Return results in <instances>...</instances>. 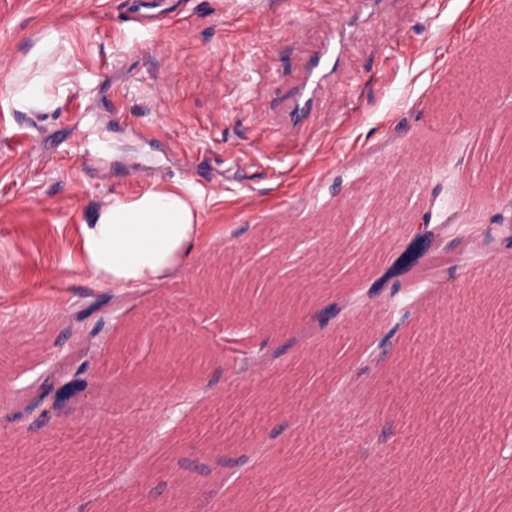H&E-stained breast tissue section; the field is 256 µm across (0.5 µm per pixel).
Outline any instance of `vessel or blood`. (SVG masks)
Listing matches in <instances>:
<instances>
[{"label":"vessel or blood","mask_w":512,"mask_h":512,"mask_svg":"<svg viewBox=\"0 0 512 512\" xmlns=\"http://www.w3.org/2000/svg\"><path fill=\"white\" fill-rule=\"evenodd\" d=\"M387 3L388 0H359L355 14L332 19L325 24L320 40L302 58L300 80L283 96L280 112L271 118V126L277 136H296L317 119L323 90L341 82L349 45L359 39L373 17L383 11ZM131 20L151 30L181 23L182 12L166 7L146 12L136 5L132 8Z\"/></svg>","instance_id":"obj_1"}]
</instances>
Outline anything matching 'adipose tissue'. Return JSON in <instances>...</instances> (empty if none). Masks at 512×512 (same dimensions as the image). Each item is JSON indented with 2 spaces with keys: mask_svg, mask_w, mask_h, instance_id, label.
Returning <instances> with one entry per match:
<instances>
[{
  "mask_svg": "<svg viewBox=\"0 0 512 512\" xmlns=\"http://www.w3.org/2000/svg\"><path fill=\"white\" fill-rule=\"evenodd\" d=\"M61 35L48 32L34 57L39 66L27 83L11 85L9 100L21 112L48 110L51 92L69 67ZM201 201L190 183L153 185L101 205L79 229L85 274L95 284L134 290L183 272L203 249Z\"/></svg>",
  "mask_w": 512,
  "mask_h": 512,
  "instance_id": "ef3b65f1",
  "label": "adipose tissue"
}]
</instances>
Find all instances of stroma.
Returning a JSON list of instances; mask_svg holds the SVG:
<instances>
[{
  "mask_svg": "<svg viewBox=\"0 0 512 512\" xmlns=\"http://www.w3.org/2000/svg\"><path fill=\"white\" fill-rule=\"evenodd\" d=\"M357 0H190L188 22L131 46L124 0H0V130L25 126L34 154L0 149V512H182L179 486L161 474L178 463L196 499L215 508V457L233 460L273 440L275 456L305 450L295 474L262 467L238 480L249 512H448L474 482L492 479L482 512H512V165L489 182L512 141V96L478 93L472 111L435 108L458 77L464 46L500 25V0H392L349 49L342 86L327 87L317 123L276 137L268 115L295 83L303 53L327 18ZM255 9L258 23L245 25ZM65 35L72 67L48 111L15 110L9 79L30 77L27 60L49 29ZM124 93L127 120L107 107ZM206 148L192 179L204 201L203 236L214 245L156 286L102 288L84 274L79 225L112 196L137 193L121 174L137 166L147 184L182 179L183 154ZM247 156L232 164L225 150ZM95 159L82 164L83 151ZM501 166V165H500ZM364 180H351L352 169ZM421 182L418 197L397 188ZM442 191L434 222L476 189L478 228L491 232V262L471 252L473 231L451 224L445 246L426 260L449 262L422 295L414 318L366 386L336 394L354 377L387 304L340 313L317 339L293 344L285 359L240 387L232 368L266 339L282 343L306 323L263 297L226 304L215 279L235 284L249 267L300 275L319 309L365 291L393 246L413 241L402 218ZM194 338L201 366L151 369L155 335ZM91 339L88 362L102 387L108 422L74 406L59 422L13 437L5 418L15 390L43 370L40 358ZM150 396L142 416L125 415L132 393ZM163 420V443L146 433ZM229 441L206 447V426ZM478 459L456 484L448 462Z\"/></svg>",
  "mask_w": 512,
  "mask_h": 512,
  "instance_id": "obj_1",
  "label": "stroma"
}]
</instances>
